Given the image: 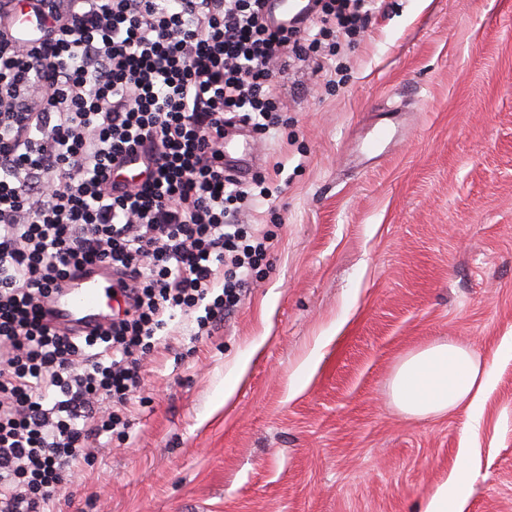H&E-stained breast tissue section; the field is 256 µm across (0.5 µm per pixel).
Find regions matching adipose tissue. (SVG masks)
<instances>
[{"label": "adipose tissue", "instance_id": "ef3b65f1", "mask_svg": "<svg viewBox=\"0 0 512 512\" xmlns=\"http://www.w3.org/2000/svg\"><path fill=\"white\" fill-rule=\"evenodd\" d=\"M490 381L489 371L464 345L443 341L407 355L391 382L395 405L406 415L428 417L475 409ZM468 477L456 470L430 494L424 512H463Z\"/></svg>", "mask_w": 512, "mask_h": 512}]
</instances>
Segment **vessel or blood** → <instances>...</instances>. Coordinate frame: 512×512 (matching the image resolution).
I'll return each instance as SVG.
<instances>
[{"instance_id": "obj_1", "label": "vessel or blood", "mask_w": 512, "mask_h": 512, "mask_svg": "<svg viewBox=\"0 0 512 512\" xmlns=\"http://www.w3.org/2000/svg\"><path fill=\"white\" fill-rule=\"evenodd\" d=\"M266 18L270 24L307 23L306 0H268ZM111 271L98 268L79 271L62 282L52 296L50 325L93 328L111 311L113 298Z\"/></svg>"}]
</instances>
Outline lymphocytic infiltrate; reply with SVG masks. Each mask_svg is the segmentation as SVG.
<instances>
[{
    "instance_id": "f902f5d3",
    "label": "lymphocytic infiltrate",
    "mask_w": 512,
    "mask_h": 512,
    "mask_svg": "<svg viewBox=\"0 0 512 512\" xmlns=\"http://www.w3.org/2000/svg\"><path fill=\"white\" fill-rule=\"evenodd\" d=\"M374 0H311L316 33L264 0H0V512H43L127 421L175 315L210 330L270 248L228 223L248 198L224 131L278 123L274 69L361 37ZM143 179L118 188L132 154ZM108 265L126 299L83 336L51 328L60 282Z\"/></svg>"
}]
</instances>
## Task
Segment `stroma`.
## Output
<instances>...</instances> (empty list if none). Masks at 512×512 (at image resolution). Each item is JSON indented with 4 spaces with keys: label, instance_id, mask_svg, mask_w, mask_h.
<instances>
[{
    "label": "stroma",
    "instance_id": "1",
    "mask_svg": "<svg viewBox=\"0 0 512 512\" xmlns=\"http://www.w3.org/2000/svg\"><path fill=\"white\" fill-rule=\"evenodd\" d=\"M313 68L275 77L287 126L229 147L273 251L213 335L150 353L128 437L45 512H423L464 448L465 512H512V0H379ZM439 340L483 400L405 415L392 375Z\"/></svg>",
    "mask_w": 512,
    "mask_h": 512
}]
</instances>
